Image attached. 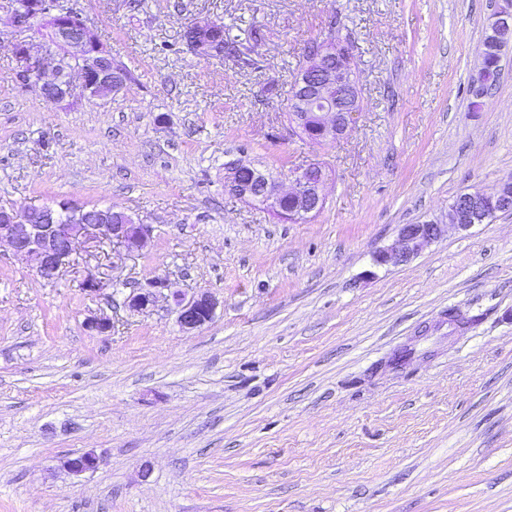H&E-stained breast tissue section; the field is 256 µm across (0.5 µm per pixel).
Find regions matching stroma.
Returning a JSON list of instances; mask_svg holds the SVG:
<instances>
[{
  "mask_svg": "<svg viewBox=\"0 0 512 512\" xmlns=\"http://www.w3.org/2000/svg\"><path fill=\"white\" fill-rule=\"evenodd\" d=\"M501 3L57 0L132 78L54 105L19 84L0 0V205L153 227L140 252L82 244L51 282L0 247V512H512V215L372 264L400 225L512 177V48L480 108L469 91ZM203 18L235 54L186 46ZM332 29L361 106L316 145L284 105ZM240 156L283 180L323 165L324 209L289 223L229 197ZM158 276L208 290L212 319L113 303ZM88 451L96 472L64 469Z\"/></svg>",
  "mask_w": 512,
  "mask_h": 512,
  "instance_id": "35a3bbf8",
  "label": "stroma"
}]
</instances>
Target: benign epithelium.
Returning <instances> with one entry per match:
<instances>
[{"label": "benign epithelium", "instance_id": "7a95c632", "mask_svg": "<svg viewBox=\"0 0 512 512\" xmlns=\"http://www.w3.org/2000/svg\"><path fill=\"white\" fill-rule=\"evenodd\" d=\"M10 20L18 31H30L43 24L51 30L49 38L28 37L13 44L20 84L35 87L42 100L59 103L71 99L77 87L98 97L115 95L126 86L128 76L112 65L98 33L80 14L55 10L54 0H11ZM190 27L197 32V39L191 41L197 55L221 53L224 41L215 37L220 30L218 21L197 20ZM490 30L499 53H504L512 45V0H504V6L493 14ZM304 54L306 67L290 95L288 132L313 144L336 141L350 130L360 109L358 81L352 74L353 55L340 37L313 42L305 47ZM326 180V170L320 164L296 171L288 186L248 160L224 164V190L228 194L295 222L323 210ZM63 212L68 214L65 224L60 222ZM497 213H512V178L489 190L457 194L439 219L401 225L394 242L374 254L373 263L406 264L441 239L448 229L464 231ZM151 233V225L137 224L110 206L88 210L61 202L56 207L30 206L22 211L0 208V244L5 242L15 254L26 257L37 275L47 281L59 276L84 242L109 243L131 253L145 248ZM169 287L167 278H155L132 289L124 305L132 311H144L154 305L158 290ZM171 297L183 329L195 330L212 319L216 301L211 294L201 292L188 299L182 291L175 290ZM63 465L81 475L95 471L99 459L95 453L85 452L67 458Z\"/></svg>", "mask_w": 512, "mask_h": 512}]
</instances>
